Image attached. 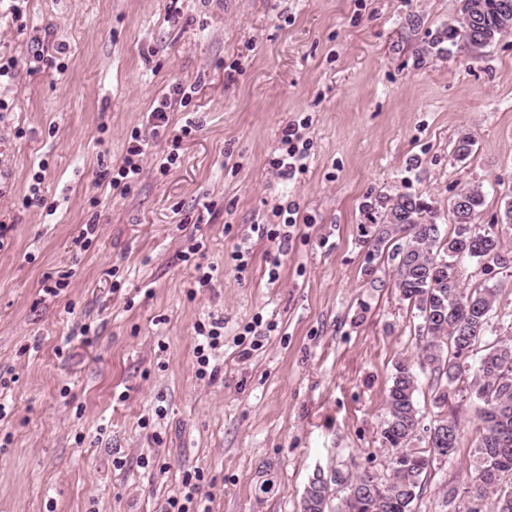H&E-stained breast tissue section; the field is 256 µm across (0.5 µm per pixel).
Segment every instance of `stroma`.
Returning <instances> with one entry per match:
<instances>
[{
    "instance_id": "1",
    "label": "stroma",
    "mask_w": 512,
    "mask_h": 512,
    "mask_svg": "<svg viewBox=\"0 0 512 512\" xmlns=\"http://www.w3.org/2000/svg\"><path fill=\"white\" fill-rule=\"evenodd\" d=\"M461 8L0 0V57L44 56L0 86V512H167L194 470L211 512H300L315 474L385 476V395L396 364L417 359L419 320L393 263L371 254L366 203L421 196L446 232L455 195L479 185V223L512 246V32L478 51L422 50ZM176 82L188 104L150 140L130 192L98 185ZM291 123L305 124L310 155L288 183L271 162ZM464 136L473 147L460 160ZM173 149L176 165L160 173ZM37 174L55 213L22 206ZM291 202L297 229L283 249L259 227ZM87 224L97 235L76 246ZM197 232L202 250L182 261ZM198 263L213 280L192 295ZM475 267L463 262L464 286H497L490 323L512 324V268L477 280ZM63 273L68 287L45 293ZM215 318L224 351L208 382L195 373L194 326ZM255 320L273 331L244 334ZM416 373L414 449L427 450V428L451 411L463 437L413 510L465 512L475 406L465 391L436 405L446 378Z\"/></svg>"
}]
</instances>
